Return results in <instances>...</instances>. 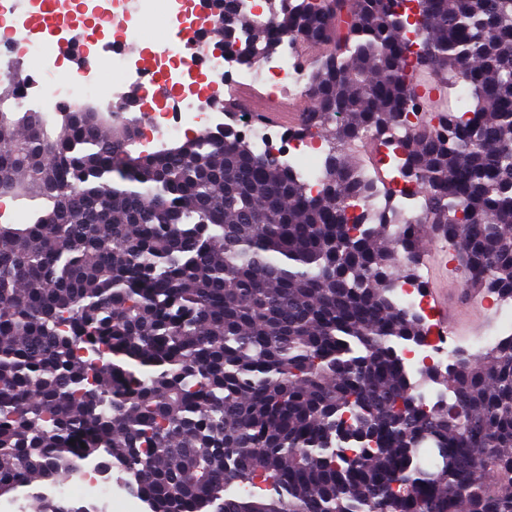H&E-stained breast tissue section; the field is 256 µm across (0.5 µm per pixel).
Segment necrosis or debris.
Listing matches in <instances>:
<instances>
[{"label":"necrosis or debris","mask_w":512,"mask_h":512,"mask_svg":"<svg viewBox=\"0 0 512 512\" xmlns=\"http://www.w3.org/2000/svg\"><path fill=\"white\" fill-rule=\"evenodd\" d=\"M39 8L40 0H0V80L9 77L16 59L15 29L8 26V19ZM162 11L173 12L184 34L180 44L154 54L147 63L132 60L120 52L112 58L113 67L131 75L141 91L140 109L145 120L138 143L142 153L153 152L157 138L162 135L177 137L186 131L221 128L222 113L208 107L216 85L230 80L242 88H260L270 100L305 85V70L299 61L300 43H290L284 53L263 56L259 63L240 64L231 56L215 53L205 42L196 39L195 33L203 17L195 0H73V9L59 28L63 31L78 28L87 16L101 22L120 18L123 26L112 32L100 30V40L134 42L139 40L143 25ZM24 51L33 76L21 101L43 113L50 114L64 106L79 109L89 103L108 111L126 96L124 86L104 84L93 62H85L77 69L61 68L53 51L37 39L29 40ZM419 125V115L409 114L394 141L377 148L363 168L365 179L387 186L394 191L397 203L407 204L406 219L411 223L416 222L424 202L418 194L405 191L400 166L402 143ZM241 133L254 153H280L286 165L301 171L310 189L320 188L324 181L320 158L326 152L323 138L315 134L294 137L289 139L287 150L282 151L278 148V133L266 124L245 123ZM459 350V345L439 333L432 336L430 344L403 346L400 354L415 375L427 367H447ZM118 491L125 497L130 512L143 506L145 497L135 484L126 483L121 489H114L110 473L91 459L79 461L67 481L40 489L43 495L81 503L88 512H112L113 495Z\"/></svg>","instance_id":"1"}]
</instances>
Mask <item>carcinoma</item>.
Masks as SVG:
<instances>
[{"label": "carcinoma", "mask_w": 512, "mask_h": 512, "mask_svg": "<svg viewBox=\"0 0 512 512\" xmlns=\"http://www.w3.org/2000/svg\"><path fill=\"white\" fill-rule=\"evenodd\" d=\"M216 2L238 59L315 52L297 132L330 144L322 189L226 129L134 156L123 108L48 122L21 71L0 81V196L43 201L0 222V496L92 458L150 512H512V337L427 368L451 396L426 404L398 346L431 327L393 294L427 237L467 293L512 298V0H272L265 21ZM423 73L465 109L418 94ZM408 112L419 228L389 194L348 225L369 187L347 147Z\"/></svg>", "instance_id": "1"}]
</instances>
